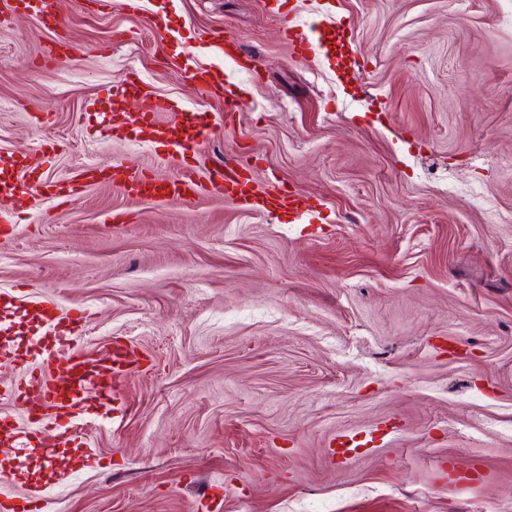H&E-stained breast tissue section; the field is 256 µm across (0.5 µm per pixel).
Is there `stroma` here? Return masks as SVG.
Listing matches in <instances>:
<instances>
[{
  "label": "stroma",
  "instance_id": "stroma-1",
  "mask_svg": "<svg viewBox=\"0 0 512 512\" xmlns=\"http://www.w3.org/2000/svg\"><path fill=\"white\" fill-rule=\"evenodd\" d=\"M287 5L324 40L301 62L263 0H58L55 32L0 0L6 186L121 163L177 176L165 146L99 134L146 83L177 104L160 125L214 127L199 175L237 157L312 205L104 183L32 199L0 238V292L88 306V345L133 342L143 369L91 409L93 468L0 482V500L199 512L205 490L220 512H512V0ZM217 31L260 76L211 51ZM56 33L67 52L40 65ZM199 65L237 90L235 128L188 79ZM340 435L360 444L345 465Z\"/></svg>",
  "mask_w": 512,
  "mask_h": 512
}]
</instances>
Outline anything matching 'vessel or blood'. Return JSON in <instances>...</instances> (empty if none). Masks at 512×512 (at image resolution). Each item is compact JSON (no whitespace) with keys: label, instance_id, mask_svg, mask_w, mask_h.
Returning a JSON list of instances; mask_svg holds the SVG:
<instances>
[{"label":"vessel or blood","instance_id":"1","mask_svg":"<svg viewBox=\"0 0 512 512\" xmlns=\"http://www.w3.org/2000/svg\"><path fill=\"white\" fill-rule=\"evenodd\" d=\"M268 13L278 24L281 39L287 43L295 60H305L314 50L312 37L298 31L280 4L268 6ZM224 56L241 69L256 72L257 58L242 49L234 39L224 41ZM203 92L218 97L224 91L222 78L205 66L189 74ZM138 110L124 113L122 125L131 127L150 141L170 148L172 155L194 151L210 139L215 130L207 123L193 121L188 131L164 128L155 123L158 113L170 111L168 99L157 95L150 86H143ZM95 183H107L124 192L147 199H191L202 187L234 200H240L260 213L288 209L302 214L309 206L292 192L272 187L259 188L244 173L243 165L234 158L212 167L206 182H199L196 169L188 165L177 179L169 180L139 170L112 173L97 168L79 170L67 183L49 184L26 181L11 194L0 198V233L11 234L19 213L27 209L31 199L50 196L65 203ZM89 319L80 303L41 302L21 299L10 294L0 296V330L13 326L25 329L23 344L0 348V367L17 370L18 380L0 390L7 401L0 410V429L6 432V447L12 448L15 460L25 461L34 444L66 448L74 444L85 429L88 411L87 395L96 393L103 401H111L112 386L123 372L134 364L130 348L116 343L92 348L84 342V329Z\"/></svg>","mask_w":512,"mask_h":512}]
</instances>
